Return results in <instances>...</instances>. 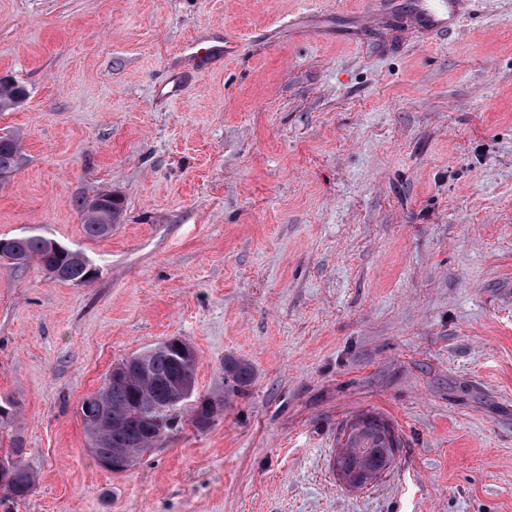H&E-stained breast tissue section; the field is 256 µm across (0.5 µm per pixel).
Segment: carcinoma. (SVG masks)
I'll return each mask as SVG.
<instances>
[{"label":"carcinoma","instance_id":"obj_1","mask_svg":"<svg viewBox=\"0 0 512 512\" xmlns=\"http://www.w3.org/2000/svg\"><path fill=\"white\" fill-rule=\"evenodd\" d=\"M26 89L12 79L0 77V112H9L25 100ZM24 159L20 140L15 136H0V174L13 173ZM87 237L99 239L112 233V223L121 210L118 197L85 194L77 201ZM7 246L0 257L10 259V265L21 268L35 260L56 280L86 283L91 280L87 258L79 250L53 248V239L39 234H23L6 239ZM123 371L108 375L102 386L83 398L80 405L84 432L96 462L112 459V441L122 438L125 448L120 470L133 466L141 456L153 448L161 438L153 432L152 411L161 399H172L185 384H195L196 356L182 354L173 340L159 342L147 350L122 359ZM224 386L219 391L195 396L172 405L168 418L180 422L189 416L191 423L197 417L209 415L217 420L224 415V393H243L254 379L252 365L234 356L224 358ZM20 415L13 399L0 400V428L9 426ZM368 427L361 441L352 444L353 452L336 456L334 465L345 467L355 460L372 464L379 449L386 447L381 434L386 421L376 416L367 417ZM26 454L22 438L13 440L12 460L4 467L10 473L8 482L0 483V498L12 501L25 498L33 489L34 472L24 463Z\"/></svg>","mask_w":512,"mask_h":512}]
</instances>
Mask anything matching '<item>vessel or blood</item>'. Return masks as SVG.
Returning <instances> with one entry per match:
<instances>
[{"mask_svg":"<svg viewBox=\"0 0 512 512\" xmlns=\"http://www.w3.org/2000/svg\"><path fill=\"white\" fill-rule=\"evenodd\" d=\"M371 12H356L361 28L373 22L407 23L422 32L445 36L457 31L470 15L472 0H413L408 10H400L396 0H371ZM190 60H203L213 67L234 57L238 45L232 38H198L191 44Z\"/></svg>","mask_w":512,"mask_h":512,"instance_id":"vessel-or-blood-1","label":"vessel or blood"}]
</instances>
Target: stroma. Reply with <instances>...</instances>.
<instances>
[{
	"label": "stroma",
	"instance_id": "obj_1",
	"mask_svg": "<svg viewBox=\"0 0 512 512\" xmlns=\"http://www.w3.org/2000/svg\"><path fill=\"white\" fill-rule=\"evenodd\" d=\"M347 0H0V112L24 164L0 238L83 252L75 284L0 262V398L36 474L10 512H512V0H473L455 34L348 26ZM239 53L170 101L155 89L197 35ZM121 197L87 238L84 193ZM173 337L198 395L233 354L252 385L133 467L93 458L80 404L113 365ZM401 438L352 490L341 428ZM26 89L12 79L0 77V112H9L26 98Z\"/></svg>",
	"mask_w": 512,
	"mask_h": 512
}]
</instances>
